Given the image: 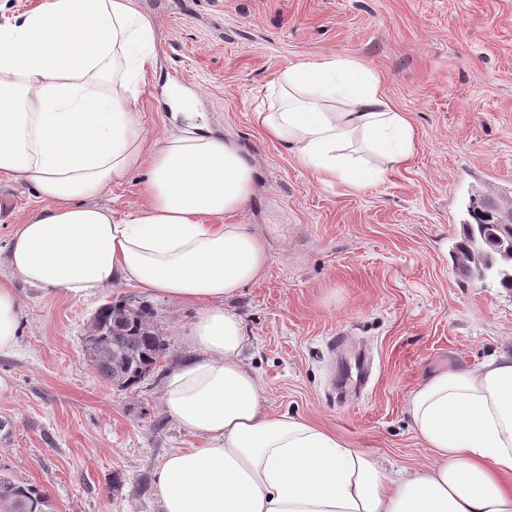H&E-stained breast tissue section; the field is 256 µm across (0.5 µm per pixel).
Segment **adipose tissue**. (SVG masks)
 <instances>
[{
	"instance_id": "1",
	"label": "adipose tissue",
	"mask_w": 512,
	"mask_h": 512,
	"mask_svg": "<svg viewBox=\"0 0 512 512\" xmlns=\"http://www.w3.org/2000/svg\"><path fill=\"white\" fill-rule=\"evenodd\" d=\"M156 41L133 0H43L0 24V183L43 203L9 242L0 355L18 340L14 279L78 302L130 283L197 309L162 401L206 444L165 457L161 512H512V354L416 388L409 416L435 462L394 477L307 419L267 411L245 325L228 308L268 261L264 237L229 221L253 195L255 168L202 125L146 137L137 103ZM275 89L255 124L323 184L360 188L414 152L409 120L356 59L293 65ZM357 137L375 167L350 155ZM137 172L142 205L120 217L97 205Z\"/></svg>"
}]
</instances>
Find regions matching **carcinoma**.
<instances>
[{"label": "carcinoma", "instance_id": "1", "mask_svg": "<svg viewBox=\"0 0 512 512\" xmlns=\"http://www.w3.org/2000/svg\"><path fill=\"white\" fill-rule=\"evenodd\" d=\"M464 239L455 246L457 268L477 282L489 279L512 290V222L505 209L479 192L469 197ZM152 312L130 299L108 301L93 316L84 344L97 373L123 389H138L155 376L168 356L167 337L151 325ZM46 492L36 484L18 483L0 474V512H44Z\"/></svg>", "mask_w": 512, "mask_h": 512}]
</instances>
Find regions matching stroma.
<instances>
[{"instance_id":"stroma-1","label":"stroma","mask_w":512,"mask_h":512,"mask_svg":"<svg viewBox=\"0 0 512 512\" xmlns=\"http://www.w3.org/2000/svg\"><path fill=\"white\" fill-rule=\"evenodd\" d=\"M158 30L156 73L138 110L152 138L178 131L166 85L194 95L199 121L236 141L256 170L234 216L267 243L263 275L231 310L244 320L267 409L333 431L387 472L433 462L408 416L414 389L512 353V291L464 281L450 253L471 187L512 201V0H134ZM350 57L408 115L417 148L383 181L322 187L252 121L293 64ZM33 193L0 184V276ZM17 350L0 355V473L46 491L47 512H160L155 472L202 440L169 418L162 384L124 390L83 350L106 301L133 299L167 336V366L189 350L196 310L127 284L87 301L22 284ZM348 343L331 350V337ZM368 381L347 395L336 383Z\"/></svg>"}]
</instances>
